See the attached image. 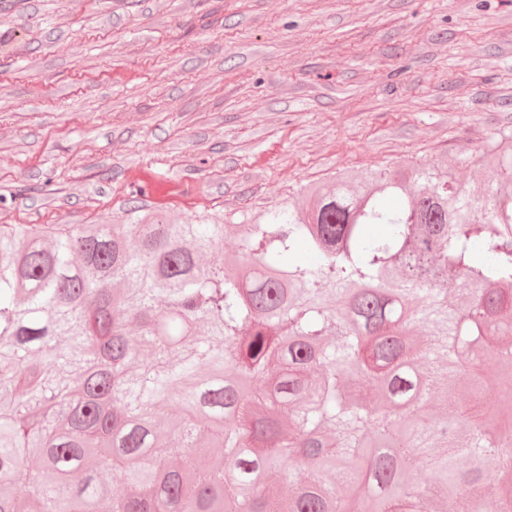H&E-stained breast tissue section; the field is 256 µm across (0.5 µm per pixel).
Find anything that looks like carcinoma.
Wrapping results in <instances>:
<instances>
[{"label": "carcinoma", "instance_id": "1", "mask_svg": "<svg viewBox=\"0 0 512 512\" xmlns=\"http://www.w3.org/2000/svg\"><path fill=\"white\" fill-rule=\"evenodd\" d=\"M512 177V134L488 149ZM250 224L238 260H214L222 224L160 214L129 224L0 226V512H341L321 460L377 512H480L485 483L512 471V436L480 406L396 428L448 379L491 355L512 360V192L480 199L454 166L336 176ZM273 376L261 393L242 378ZM173 406L167 443L154 427ZM110 448L102 468L85 449ZM39 455L44 465L28 467ZM136 455L127 491L101 481ZM425 482L405 483L413 473ZM297 483L284 504L257 474Z\"/></svg>", "mask_w": 512, "mask_h": 512}]
</instances>
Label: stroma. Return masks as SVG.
I'll return each instance as SVG.
<instances>
[{"instance_id": "stroma-1", "label": "stroma", "mask_w": 512, "mask_h": 512, "mask_svg": "<svg viewBox=\"0 0 512 512\" xmlns=\"http://www.w3.org/2000/svg\"><path fill=\"white\" fill-rule=\"evenodd\" d=\"M0 224H239L512 131V0H0Z\"/></svg>"}]
</instances>
